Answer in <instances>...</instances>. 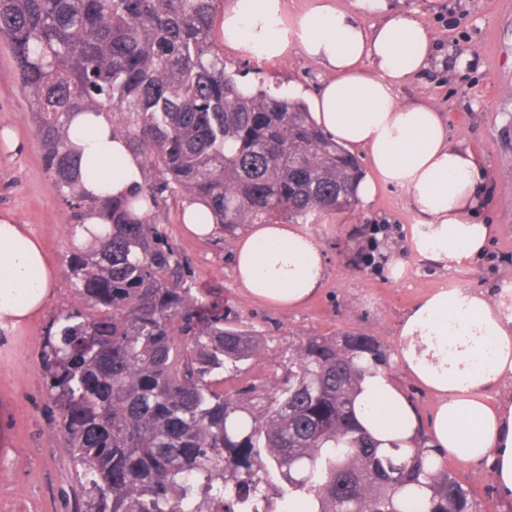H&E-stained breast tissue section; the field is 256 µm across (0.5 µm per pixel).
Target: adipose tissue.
<instances>
[{"instance_id":"ef3b65f1","label":"adipose tissue","mask_w":512,"mask_h":512,"mask_svg":"<svg viewBox=\"0 0 512 512\" xmlns=\"http://www.w3.org/2000/svg\"><path fill=\"white\" fill-rule=\"evenodd\" d=\"M357 9L382 12L371 27L336 0H310L289 15L285 0H231L216 34L233 48L272 60L294 51L327 74L309 96L317 126L346 149L366 152L372 173L356 186L370 203L382 185L406 190L418 218L412 242L446 266L482 254L495 227L477 222L485 172L475 152L448 137L441 113L399 91L443 56L414 12L390 11L386 0H356ZM98 134L73 124L70 143L95 160L99 175L84 179L92 196L122 197L142 183V158L112 138L105 118ZM123 166L109 172L114 156ZM234 266L244 294L274 307L305 303L322 287L320 246L298 224H253L235 245ZM57 271L27 225L0 217V326L18 327L45 310ZM397 360L436 397L430 439L450 460L487 461L504 497L512 498V399L491 390L512 388V283L495 292L440 288L423 295L400 323ZM361 425L380 443L411 447L422 420L385 371L367 375L356 397Z\"/></svg>"}]
</instances>
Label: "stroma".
<instances>
[{
    "label": "stroma",
    "mask_w": 512,
    "mask_h": 512,
    "mask_svg": "<svg viewBox=\"0 0 512 512\" xmlns=\"http://www.w3.org/2000/svg\"><path fill=\"white\" fill-rule=\"evenodd\" d=\"M391 9H414L443 51H470L466 68L432 67L400 92L426 99L443 112L452 138L464 140L490 169L479 191L486 201L479 218L498 231L482 256L447 267L415 251L417 218L403 188L380 189L372 203L307 224L328 273L305 305L284 310L246 299L233 269L236 239L223 234L199 239L186 233L178 215L167 226L171 241L190 260L192 280L207 301L223 303L230 320L257 334L261 353L224 379V391L245 403L275 395L301 340L312 335L364 334L391 354L390 371L423 422H430L435 396L395 360L402 316L425 293L439 288L488 291L512 282V0H388ZM224 58L248 84L295 85L314 90L323 73L302 53L280 61L257 60L225 47ZM0 214L28 225L57 266L58 280L43 315L12 329L0 327V512H65L76 483L62 436L47 406L41 355L48 327L60 308L74 304L64 263L72 213L56 194L42 162L36 123L23 98L11 51L0 43ZM404 265L393 278L392 260ZM453 472L490 512H512L486 464L453 465Z\"/></svg>",
    "instance_id": "1"
}]
</instances>
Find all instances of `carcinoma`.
Segmentation results:
<instances>
[{
  "mask_svg": "<svg viewBox=\"0 0 512 512\" xmlns=\"http://www.w3.org/2000/svg\"><path fill=\"white\" fill-rule=\"evenodd\" d=\"M223 0H0L7 42L70 233L110 230L66 256L77 307L42 354L50 409L74 465L80 512H487L421 442L381 448L358 423L357 388L390 366L371 336H309L262 412L224 394V370L259 337L189 283L161 221L200 203L234 234L353 209L357 159L305 104L239 71L213 37ZM103 115L143 160L125 198H94L68 130ZM147 213L136 214L139 204Z\"/></svg>",
  "mask_w": 512,
  "mask_h": 512,
  "instance_id": "carcinoma-1",
  "label": "carcinoma"
}]
</instances>
